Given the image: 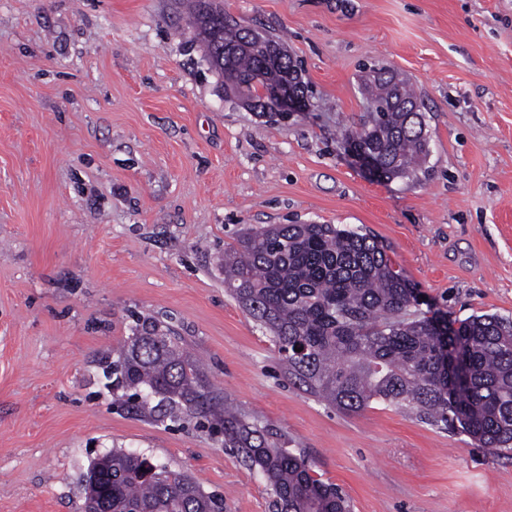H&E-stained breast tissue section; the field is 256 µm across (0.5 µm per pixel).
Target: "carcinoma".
<instances>
[{"label":"carcinoma","instance_id":"obj_1","mask_svg":"<svg viewBox=\"0 0 512 512\" xmlns=\"http://www.w3.org/2000/svg\"><path fill=\"white\" fill-rule=\"evenodd\" d=\"M193 20L224 89L263 99L253 79L267 60L262 49L244 47L250 28L226 22L223 7L203 0ZM268 75L305 94L288 53ZM365 88L364 118L346 140L364 149L387 180L416 174L429 154L416 98L389 66L369 69ZM397 99L416 111H402ZM224 285L270 334L288 376L328 404L356 413L387 403L465 433L488 452L512 447V321L472 315L446 325L441 336L375 237L333 224H272L224 253ZM113 355L104 376L137 410L218 416L225 444L271 488L274 512H349L339 487L315 477L303 454L270 441L256 423L218 412L183 339L169 328L139 320ZM99 484L112 512H224L223 497L186 473L150 466L141 453L112 449Z\"/></svg>","mask_w":512,"mask_h":512}]
</instances>
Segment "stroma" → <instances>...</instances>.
<instances>
[{
    "label": "stroma",
    "instance_id": "obj_1",
    "mask_svg": "<svg viewBox=\"0 0 512 512\" xmlns=\"http://www.w3.org/2000/svg\"><path fill=\"white\" fill-rule=\"evenodd\" d=\"M221 3L284 40L304 111L226 97L189 0H0V512H84L83 476L115 448L190 474L226 512H272L223 436L106 387L98 362L137 316L172 325L212 391L351 512H512V450L306 392L221 265L265 225L335 224L374 235L427 316L512 319V0ZM381 65L423 102L410 178L373 175L345 140Z\"/></svg>",
    "mask_w": 512,
    "mask_h": 512
}]
</instances>
